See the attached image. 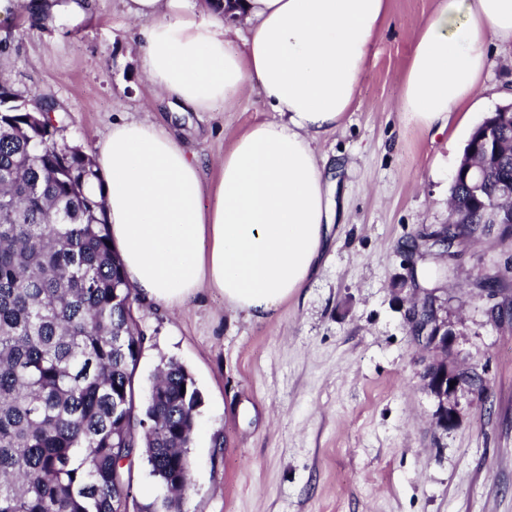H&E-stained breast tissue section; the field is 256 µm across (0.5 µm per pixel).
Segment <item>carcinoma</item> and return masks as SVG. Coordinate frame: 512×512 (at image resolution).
I'll use <instances>...</instances> for the list:
<instances>
[{"mask_svg":"<svg viewBox=\"0 0 512 512\" xmlns=\"http://www.w3.org/2000/svg\"><path fill=\"white\" fill-rule=\"evenodd\" d=\"M493 121L500 146L482 124L466 144L488 156L481 190L462 175L450 187V240L491 232L486 209L512 181V114ZM55 132L0 79V512H119L139 457L163 512H183L202 394L171 359L136 401L145 336L105 195L85 193L91 160Z\"/></svg>","mask_w":512,"mask_h":512,"instance_id":"cac0c4a2","label":"carcinoma"}]
</instances>
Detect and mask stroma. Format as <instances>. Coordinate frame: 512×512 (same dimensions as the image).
I'll return each instance as SVG.
<instances>
[{
  "mask_svg": "<svg viewBox=\"0 0 512 512\" xmlns=\"http://www.w3.org/2000/svg\"><path fill=\"white\" fill-rule=\"evenodd\" d=\"M0 20V75L27 101L54 107L58 143L90 150L119 116L168 122L146 81L140 26L123 0H86L78 17L39 10ZM436 0H389L342 129L316 154L337 220L322 266L269 319L224 310L205 290L173 308L135 302L147 337L136 373L144 397L157 369L182 363L203 396L189 449L185 512H512V235L467 240L434 294L457 331L452 358L485 369L487 391L456 396L460 423H435L420 371L431 358L409 332L406 300L419 236L448 221V190L471 126L512 88V61L491 54L479 105L434 135L398 109L411 38ZM257 88L211 112H190L185 145L206 168L250 125L274 119Z\"/></svg>",
  "mask_w": 512,
  "mask_h": 512,
  "instance_id": "stroma-1",
  "label": "stroma"
}]
</instances>
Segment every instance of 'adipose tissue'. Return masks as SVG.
<instances>
[{
    "label": "adipose tissue",
    "instance_id": "obj_1",
    "mask_svg": "<svg viewBox=\"0 0 512 512\" xmlns=\"http://www.w3.org/2000/svg\"><path fill=\"white\" fill-rule=\"evenodd\" d=\"M147 82L172 112H207L243 86L276 112L225 151L216 178L175 126L122 118L91 149L86 189L134 296L179 306L202 290L271 317L318 273L336 220L318 138L352 108L388 0H240L243 36L192 0H125ZM512 52V0H437L412 38L399 110L443 132L483 91L491 51Z\"/></svg>",
    "mask_w": 512,
    "mask_h": 512
}]
</instances>
